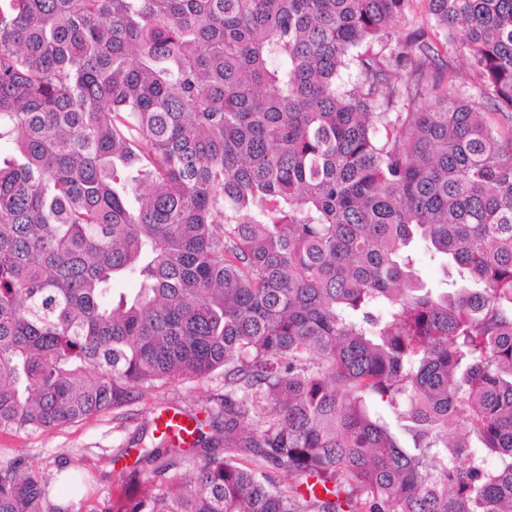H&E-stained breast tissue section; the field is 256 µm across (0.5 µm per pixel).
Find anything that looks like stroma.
<instances>
[{
  "instance_id": "1",
  "label": "stroma",
  "mask_w": 512,
  "mask_h": 512,
  "mask_svg": "<svg viewBox=\"0 0 512 512\" xmlns=\"http://www.w3.org/2000/svg\"><path fill=\"white\" fill-rule=\"evenodd\" d=\"M224 395V379L216 376L205 381L186 380L148 392L122 411L106 412L71 424L69 427L43 434L29 435L19 431L0 432V450L28 456L45 472L56 470V460L64 456L71 462L95 471L99 499L112 495V473L133 465L134 455L117 457L118 449L126 447L137 436L142 424L162 408L194 410L200 419H207L217 409L218 398ZM115 464H106L108 456Z\"/></svg>"
}]
</instances>
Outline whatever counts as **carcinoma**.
Wrapping results in <instances>:
<instances>
[{
  "label": "carcinoma",
  "mask_w": 512,
  "mask_h": 512,
  "mask_svg": "<svg viewBox=\"0 0 512 512\" xmlns=\"http://www.w3.org/2000/svg\"><path fill=\"white\" fill-rule=\"evenodd\" d=\"M491 114L512 0H0V432L224 374L89 511L92 474L0 455V512H512ZM418 268L422 279L427 284H436L443 276L439 260L430 257L423 244L417 247Z\"/></svg>",
  "instance_id": "1"
}]
</instances>
